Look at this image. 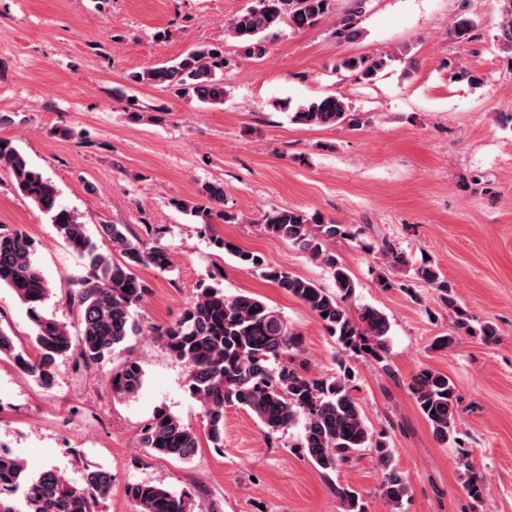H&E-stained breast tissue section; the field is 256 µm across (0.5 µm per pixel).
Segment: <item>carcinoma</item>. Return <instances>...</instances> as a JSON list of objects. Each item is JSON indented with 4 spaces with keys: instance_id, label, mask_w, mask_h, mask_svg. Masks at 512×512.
Listing matches in <instances>:
<instances>
[{
    "instance_id": "obj_1",
    "label": "carcinoma",
    "mask_w": 512,
    "mask_h": 512,
    "mask_svg": "<svg viewBox=\"0 0 512 512\" xmlns=\"http://www.w3.org/2000/svg\"><path fill=\"white\" fill-rule=\"evenodd\" d=\"M498 2L496 41L502 51L512 53V0ZM365 3L354 0V5L336 18V38L348 43L361 38L360 18ZM335 10V0H251V5L227 21L224 29L242 45L247 57L260 59L269 52L271 31L280 24L295 30L312 28ZM475 29V20L465 14L451 24L452 36L462 43L472 39ZM395 58L393 51L350 55L339 59L335 70L353 73L357 80L370 84ZM227 65L223 52L208 46L135 72L131 80L170 87L182 97L219 105L226 94L223 70ZM289 118L302 125L350 128L369 122L365 113L353 110L335 95L302 105L289 113ZM0 170L13 176L20 192L49 218L58 236L90 268V276L82 279L80 288L69 296L77 310L78 332L74 335L65 323L43 309L51 288L32 262V240L19 230L0 231V286L11 288L26 307L37 350L34 356L28 354L17 346L13 336L0 329V359L10 360L39 386L50 388L59 376V360L70 357L77 369L102 366L112 360L116 348L140 334L132 309L145 299L149 286L136 270L152 266L170 272L174 263L169 249L160 241L159 229L151 224L144 225L141 235L131 232L126 224L100 225L101 234L112 242L120 259L102 251L79 214L59 203L56 187L29 165L8 138H0ZM180 209L206 225L213 218L226 223L237 221V216L224 211L221 182L202 185L197 199L180 203ZM262 228L323 264L335 282L336 293L283 268L267 266L258 256L222 237L211 236L212 244L230 253L240 266L260 269L264 278L299 300L336 338L342 352L384 360L388 319L368 305L351 309L356 283L328 248V243L338 238H354L357 231L353 226L327 221L318 212L279 208L265 214ZM379 253L390 269L409 265L405 254L385 240ZM414 275L439 291L441 303L454 315L457 331L479 336L487 343L496 341L497 326L477 319L460 304L437 265L423 263L414 268ZM159 338L167 352L187 369V389L201 405L206 438L213 447L223 446L224 408L237 406L250 412L267 435L304 421L298 447L325 474L366 450L375 452L381 465H389L391 455L386 443L374 437L351 393V370L342 366L340 373L319 379L301 373L293 364L302 344L300 335L262 300L242 293L226 295L217 285H205ZM143 382V369L130 360L112 370L109 379L112 394L119 399L135 398ZM410 390L435 437L444 443L455 438L458 397L448 375L422 368ZM141 441L150 452L179 460L192 458L199 448L197 432L163 409L156 410L142 425ZM464 469V492L479 502L485 493V481L470 461L464 462ZM112 481L111 470L89 465L78 480L55 469L31 474L12 449L0 445V512H96L99 500L112 490ZM382 490L393 510L409 496L406 481L394 472L388 474ZM125 492L136 512H191L187 495L159 483H130ZM336 493L342 512H366L357 490L346 485L337 488Z\"/></svg>"
}]
</instances>
